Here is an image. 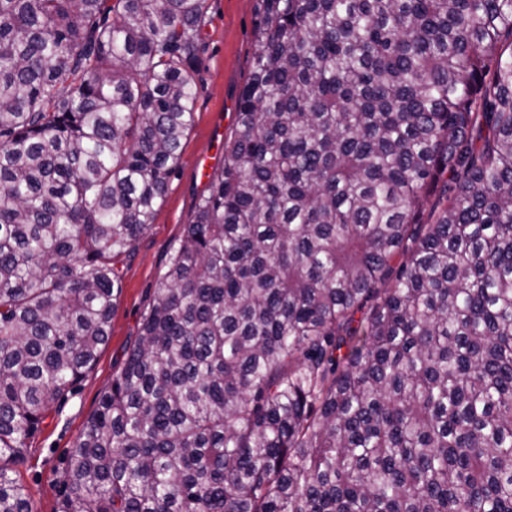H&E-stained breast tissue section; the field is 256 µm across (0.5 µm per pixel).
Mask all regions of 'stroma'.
<instances>
[{
    "mask_svg": "<svg viewBox=\"0 0 512 512\" xmlns=\"http://www.w3.org/2000/svg\"><path fill=\"white\" fill-rule=\"evenodd\" d=\"M257 0H206L196 59L195 121L183 141V160L171 176L154 220L122 256L121 293L109 338L74 393L52 405L28 440L16 471L32 512H59L68 488V457L97 407L99 394L121 369L136 341L165 265L179 246L211 174L224 163V139L235 123L236 103L254 51Z\"/></svg>",
    "mask_w": 512,
    "mask_h": 512,
    "instance_id": "35a3bbf8",
    "label": "stroma"
}]
</instances>
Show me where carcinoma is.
Segmentation results:
<instances>
[{
  "mask_svg": "<svg viewBox=\"0 0 512 512\" xmlns=\"http://www.w3.org/2000/svg\"><path fill=\"white\" fill-rule=\"evenodd\" d=\"M205 0H0V512L109 337ZM252 72L61 512H512V0H259Z\"/></svg>",
  "mask_w": 512,
  "mask_h": 512,
  "instance_id": "cac0c4a2",
  "label": "carcinoma"
}]
</instances>
